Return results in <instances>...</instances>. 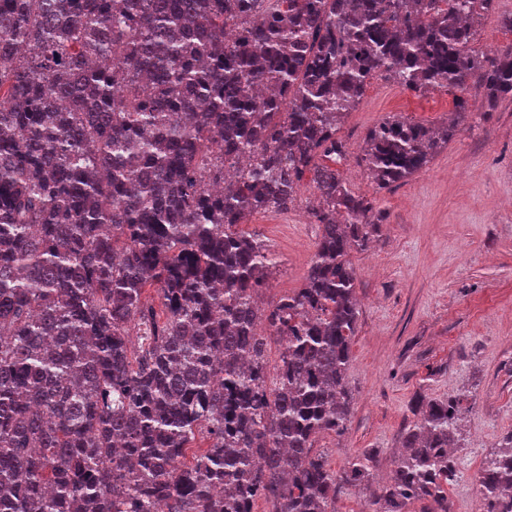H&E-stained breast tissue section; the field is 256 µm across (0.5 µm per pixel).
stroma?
<instances>
[{
	"label": "stroma",
	"instance_id": "obj_1",
	"mask_svg": "<svg viewBox=\"0 0 512 512\" xmlns=\"http://www.w3.org/2000/svg\"><path fill=\"white\" fill-rule=\"evenodd\" d=\"M453 93L422 96L376 76L348 114L340 137L358 151L369 129L400 115L435 123ZM350 187L377 195L387 221L370 247L351 255L360 316L348 371L353 403L343 437L325 434L333 469L378 451L368 484L343 490L336 512H362L400 450L416 392L466 395L460 476L449 487L454 512H476L479 470L512 431V100L488 116L467 112L457 136L405 183L376 191L360 168ZM243 229L277 259L267 299L301 287L318 234L304 204L256 213Z\"/></svg>",
	"mask_w": 512,
	"mask_h": 512
}]
</instances>
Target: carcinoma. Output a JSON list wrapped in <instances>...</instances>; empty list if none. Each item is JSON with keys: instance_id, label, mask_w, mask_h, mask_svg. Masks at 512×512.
I'll list each match as a JSON object with an SVG mask.
<instances>
[{"instance_id": "carcinoma-1", "label": "carcinoma", "mask_w": 512, "mask_h": 512, "mask_svg": "<svg viewBox=\"0 0 512 512\" xmlns=\"http://www.w3.org/2000/svg\"><path fill=\"white\" fill-rule=\"evenodd\" d=\"M495 2L0 0V512H335L369 480L376 450L315 449L347 430L350 253L385 221L337 132L377 74L511 100L512 44L473 48ZM457 131L393 115L354 162L388 189ZM307 179V275L261 306L277 261L239 225ZM410 410L373 512H452L463 399ZM511 463L512 431L478 512ZM343 175L355 192L369 197L374 194L375 184L363 169L346 166Z\"/></svg>"}]
</instances>
